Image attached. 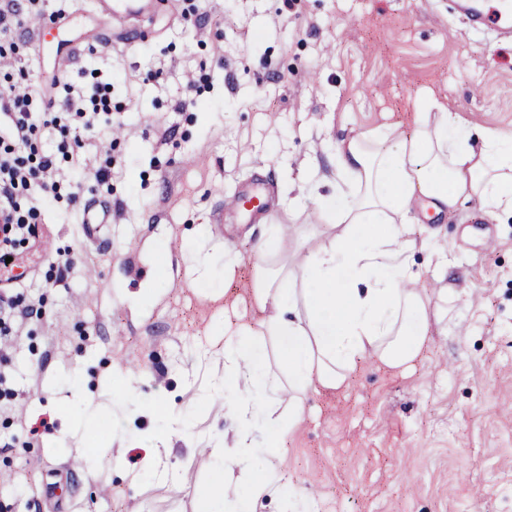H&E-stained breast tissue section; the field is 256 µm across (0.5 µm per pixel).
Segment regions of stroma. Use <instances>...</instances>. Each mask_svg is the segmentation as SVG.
Segmentation results:
<instances>
[{"label":"stroma","instance_id":"stroma-1","mask_svg":"<svg viewBox=\"0 0 512 512\" xmlns=\"http://www.w3.org/2000/svg\"><path fill=\"white\" fill-rule=\"evenodd\" d=\"M197 27L159 15L131 48L94 42L90 16L65 33L74 58L47 56L28 81L62 73L85 91L111 85L121 124L102 129L96 167L111 187L81 194L112 205L104 237L57 208L41 241L71 261L67 279L39 252L23 294L41 311L8 348L0 385V512H196L208 489L211 438L231 434L224 398L198 395L224 376L217 311L246 306L260 224L236 211L239 186L265 174L276 195L316 162L329 194L336 141L386 125L404 131L433 96L471 126L512 133V39L470 29L455 0H183ZM223 12V28L202 14ZM170 126L165 145L157 127ZM224 221H213L215 211ZM271 220L301 261L327 243L329 219L310 199ZM414 234L438 229L448 262L415 255L430 298V335L414 364L369 359L334 392L308 393L280 465L307 512H512V218L472 199L450 214L413 213ZM215 274L189 285L195 244ZM239 253L237 277L217 269ZM107 376L117 400H161L175 417L162 452L176 483L141 472L157 426L146 412L53 442L75 382L98 403ZM108 446L98 480L81 457Z\"/></svg>","mask_w":512,"mask_h":512}]
</instances>
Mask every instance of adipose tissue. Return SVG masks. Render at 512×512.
<instances>
[{
	"label": "adipose tissue",
	"instance_id": "1",
	"mask_svg": "<svg viewBox=\"0 0 512 512\" xmlns=\"http://www.w3.org/2000/svg\"><path fill=\"white\" fill-rule=\"evenodd\" d=\"M336 164L339 183L319 196L321 213L334 220L327 245L274 266L288 227H265L252 282L262 317L224 337L234 440L213 448L212 492L197 512H254L263 499L291 512L296 496L274 461L288 451L308 391L342 387L369 358L399 367L418 356L429 334V299L412 261L416 202L431 200L440 214L475 198L512 214V136L475 130L431 97L420 101L413 132L385 126L343 139ZM271 340L286 378L263 366ZM261 448L273 462L258 469ZM228 469L242 474V486L225 484Z\"/></svg>",
	"mask_w": 512,
	"mask_h": 512
}]
</instances>
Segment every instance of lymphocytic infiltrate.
Returning <instances> with one entry per match:
<instances>
[{
	"label": "lymphocytic infiltrate",
	"instance_id": "f902f5d3",
	"mask_svg": "<svg viewBox=\"0 0 512 512\" xmlns=\"http://www.w3.org/2000/svg\"><path fill=\"white\" fill-rule=\"evenodd\" d=\"M19 9L17 0H0V59L13 58L18 45L12 35L25 20L42 17L41 0H27ZM62 111H53L55 101ZM106 99L87 97L68 83H57L38 93L26 91L12 74L0 77V270L7 266L19 244L37 243L34 222L42 212L67 197L77 204L81 184L61 174L52 155L38 153L35 142L48 129L71 132L65 149L73 167L86 168L84 148L97 130L111 123ZM19 278L0 277V341L16 335L39 311L25 303L17 290Z\"/></svg>",
	"mask_w": 512,
	"mask_h": 512
}]
</instances>
